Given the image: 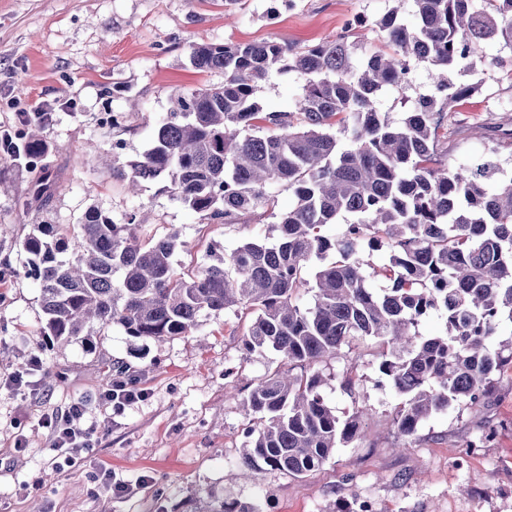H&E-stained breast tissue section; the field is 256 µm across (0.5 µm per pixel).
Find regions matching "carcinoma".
Listing matches in <instances>:
<instances>
[{
  "label": "carcinoma",
  "instance_id": "obj_1",
  "mask_svg": "<svg viewBox=\"0 0 512 512\" xmlns=\"http://www.w3.org/2000/svg\"><path fill=\"white\" fill-rule=\"evenodd\" d=\"M377 21L385 49L356 58L351 26L307 50L277 41L191 44L201 70H221L224 84L179 94L159 122L151 147L116 169L129 191L165 180L171 195L211 223H234L259 206L275 208L267 188H288L293 203L278 215L272 242L251 240L229 254L214 252L190 274L173 256L178 233L141 243L134 215L118 224L96 209L65 230L37 224L21 242L24 272L40 289L51 343L89 335L90 325L118 324L126 335L162 341L191 335L203 313L234 308L251 316L248 351L272 350L302 373L276 369L243 397L247 416L241 465L304 477L360 435L364 410L340 419L309 374L323 359L366 339L386 350L378 385L404 401L393 425L414 436L432 414L462 401L472 407L512 369V176L484 155L449 168L435 146L445 109L465 100L457 80L481 60L512 73V57H487L497 40L512 49V0H405ZM426 63L432 88L398 123L378 110L379 95ZM294 71L304 91L294 112H263L253 100L261 81ZM49 116L23 117L17 155L43 154ZM329 224L339 225L331 237ZM387 248L373 274L391 283L372 292L364 259ZM311 286L304 308L298 290ZM440 311L445 329L417 327ZM209 512H259L222 501Z\"/></svg>",
  "mask_w": 512,
  "mask_h": 512
}]
</instances>
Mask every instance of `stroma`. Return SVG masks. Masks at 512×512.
Here are the masks:
<instances>
[{"mask_svg":"<svg viewBox=\"0 0 512 512\" xmlns=\"http://www.w3.org/2000/svg\"><path fill=\"white\" fill-rule=\"evenodd\" d=\"M391 0H0V132H15L21 113L47 108L41 165L53 172L49 203L29 195L37 168L0 154V512H208L220 501L260 512H512V371L478 408L458 405L430 416L409 449L390 423L402 398L378 386L382 347L374 341L316 366L320 391L340 418L369 415L360 438L336 449L319 470L297 478L238 467L245 411L240 398L268 371L274 352H247L249 320L236 310L202 315L195 335L162 342L127 336L120 325L93 326L88 343L42 348L40 293L22 272L20 241L37 224H78L95 208L116 222L138 211L141 239L178 233L177 271L199 266L214 249L231 252L271 241L275 222L260 207L233 224H211L173 199L164 181L129 194L112 169L151 145L175 96L223 84L220 70L190 60L193 43L278 41L304 48L335 39L346 21L362 51L380 48L375 22ZM26 78L18 88V78ZM473 96L448 110L437 157L454 166L495 153L512 170V78L475 65ZM419 64L405 88L378 100L393 120L426 91ZM304 81L272 75L258 86L262 111H290ZM94 150H87V143ZM110 155L113 167L101 162ZM42 372L15 389L8 378L32 357ZM124 367L147 390L118 410L99 393ZM75 401L99 430L72 466L60 465L44 423ZM25 448H16L17 439ZM40 490H30L34 479Z\"/></svg>","mask_w":512,"mask_h":512,"instance_id":"35a3bbf8","label":"stroma"}]
</instances>
